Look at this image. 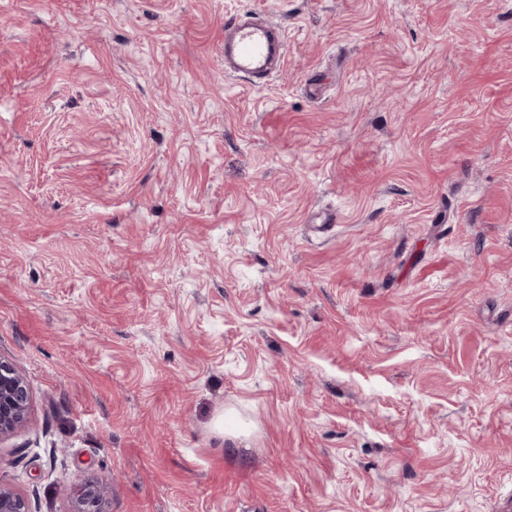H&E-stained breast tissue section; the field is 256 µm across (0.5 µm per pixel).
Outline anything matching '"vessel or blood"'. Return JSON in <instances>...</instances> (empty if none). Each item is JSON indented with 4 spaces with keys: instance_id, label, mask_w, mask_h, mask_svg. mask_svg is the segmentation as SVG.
<instances>
[{
    "instance_id": "obj_1",
    "label": "vessel or blood",
    "mask_w": 512,
    "mask_h": 512,
    "mask_svg": "<svg viewBox=\"0 0 512 512\" xmlns=\"http://www.w3.org/2000/svg\"><path fill=\"white\" fill-rule=\"evenodd\" d=\"M288 44L282 26L251 15L224 24V73L231 77L268 79L281 68Z\"/></svg>"
}]
</instances>
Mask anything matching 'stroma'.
<instances>
[{
    "instance_id": "35a3bbf8",
    "label": "stroma",
    "mask_w": 512,
    "mask_h": 512,
    "mask_svg": "<svg viewBox=\"0 0 512 512\" xmlns=\"http://www.w3.org/2000/svg\"><path fill=\"white\" fill-rule=\"evenodd\" d=\"M0 355L31 512H512V0H0ZM288 44L284 29L255 16L233 17L224 23V74L265 81L281 68ZM30 403L24 374L0 355V442L27 425ZM108 493L109 487L106 483L86 482L72 512H104Z\"/></svg>"
}]
</instances>
